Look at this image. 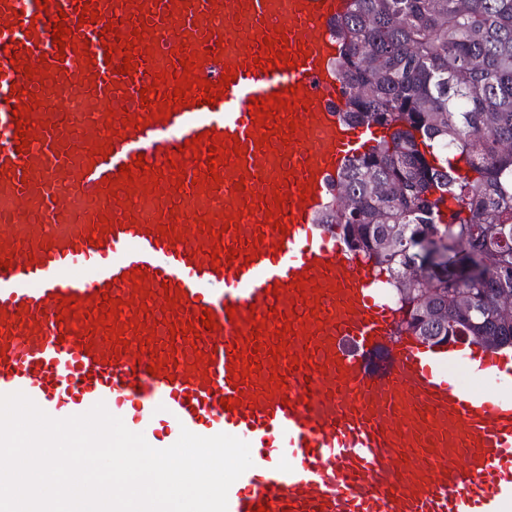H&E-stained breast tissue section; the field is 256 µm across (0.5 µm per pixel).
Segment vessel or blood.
Returning <instances> with one entry per match:
<instances>
[{
	"label": "vessel or blood",
	"instance_id": "obj_1",
	"mask_svg": "<svg viewBox=\"0 0 512 512\" xmlns=\"http://www.w3.org/2000/svg\"><path fill=\"white\" fill-rule=\"evenodd\" d=\"M348 4L0 0V394L24 393L55 419L104 403L157 449L184 429L248 442L253 465L228 512H502L512 396L466 391L448 369L512 385V349L406 330L370 260L317 222L339 171L381 136L339 117L332 23ZM86 7L95 22L80 23ZM59 17L72 39L62 48ZM269 37L287 58L264 71L254 60ZM191 59L192 77L235 79L216 102L199 86L162 118ZM275 92L290 108L256 123L253 101ZM19 106L33 134L22 149ZM212 147L225 155L214 170ZM125 164L131 189H112ZM107 297L124 305L94 324ZM206 310L215 329L188 332ZM110 325L124 346L106 339ZM248 360L259 367L246 376Z\"/></svg>",
	"mask_w": 512,
	"mask_h": 512
}]
</instances>
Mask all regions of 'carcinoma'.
I'll return each mask as SVG.
<instances>
[{"instance_id":"cac0c4a2","label":"carcinoma","mask_w":512,"mask_h":512,"mask_svg":"<svg viewBox=\"0 0 512 512\" xmlns=\"http://www.w3.org/2000/svg\"><path fill=\"white\" fill-rule=\"evenodd\" d=\"M344 116L386 139L320 223L392 280L422 339L512 348V0H352L336 22Z\"/></svg>"}]
</instances>
